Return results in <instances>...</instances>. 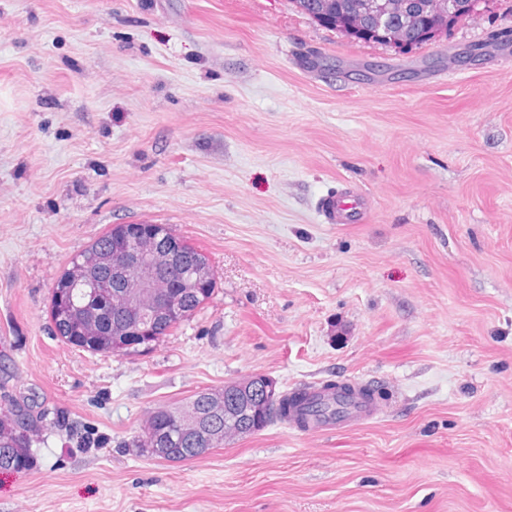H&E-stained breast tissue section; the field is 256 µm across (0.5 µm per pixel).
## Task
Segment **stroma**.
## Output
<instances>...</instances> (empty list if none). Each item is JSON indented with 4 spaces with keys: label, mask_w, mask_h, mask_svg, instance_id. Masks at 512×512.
I'll return each instance as SVG.
<instances>
[{
    "label": "stroma",
    "mask_w": 512,
    "mask_h": 512,
    "mask_svg": "<svg viewBox=\"0 0 512 512\" xmlns=\"http://www.w3.org/2000/svg\"><path fill=\"white\" fill-rule=\"evenodd\" d=\"M347 185L364 223H324ZM116 224H164L217 286L152 349L48 308ZM263 375L383 391L182 463L148 412ZM46 426L0 512H512V0L409 51L290 0H0V406Z\"/></svg>",
    "instance_id": "obj_1"
}]
</instances>
